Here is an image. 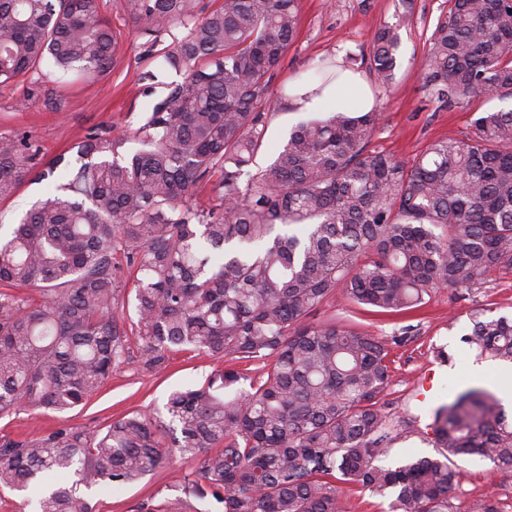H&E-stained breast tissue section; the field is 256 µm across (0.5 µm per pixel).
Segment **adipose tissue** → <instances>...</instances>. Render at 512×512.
Instances as JSON below:
<instances>
[{
	"instance_id": "obj_1",
	"label": "adipose tissue",
	"mask_w": 512,
	"mask_h": 512,
	"mask_svg": "<svg viewBox=\"0 0 512 512\" xmlns=\"http://www.w3.org/2000/svg\"><path fill=\"white\" fill-rule=\"evenodd\" d=\"M374 105L371 87L364 76L346 69L330 84L317 79H298L288 84V106L294 112H366Z\"/></svg>"
}]
</instances>
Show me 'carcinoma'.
Masks as SVG:
<instances>
[{
	"label": "carcinoma",
	"instance_id": "cac0c4a2",
	"mask_svg": "<svg viewBox=\"0 0 512 512\" xmlns=\"http://www.w3.org/2000/svg\"><path fill=\"white\" fill-rule=\"evenodd\" d=\"M156 64L154 100L125 137L92 129L77 159L36 171L25 135L0 138V200L62 165L66 182L0 241V413H63L128 360L115 315L112 260L135 273L138 363L161 368L176 348L230 363L264 359L241 387L228 366L173 391L166 418L136 412L88 435L60 425L0 438V486L36 491L35 512H93L86 492L133 482L164 458L197 462L158 512H341L338 485L394 496L393 512H450L478 455L512 471V421L472 386L429 411L437 457L380 464L411 424L386 410L399 340L356 332L317 312L340 292L386 314L443 290L469 291L512 272V106L475 112L463 140L430 143L412 165L369 149L382 113L327 112L298 124L274 160L263 147L271 82L298 23V0H126ZM425 57V82L448 106L512 99V0H449ZM117 40L98 0H0V85L44 66L60 84L95 79ZM400 36L381 26L369 52L347 56L383 85ZM209 187V205L193 203ZM39 292L34 302L19 293ZM463 343L512 362V317L475 312ZM172 436L162 445V435Z\"/></svg>",
	"mask_w": 512,
	"mask_h": 512
}]
</instances>
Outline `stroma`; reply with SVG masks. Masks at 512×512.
I'll use <instances>...</instances> for the list:
<instances>
[{"mask_svg": "<svg viewBox=\"0 0 512 512\" xmlns=\"http://www.w3.org/2000/svg\"><path fill=\"white\" fill-rule=\"evenodd\" d=\"M447 8L448 0H299L297 36L273 84L285 85L312 75L321 64L368 50L381 25H394L401 41L400 65L391 84L373 86L383 120L371 138L370 149L409 163L435 140L465 139L472 130L473 109L444 106L431 97L424 80L428 39ZM100 9L119 38L120 50L110 68L95 81L61 87L31 72L0 86V137L25 133L40 162L61 154L74 156L93 128L116 136L131 132L149 103L139 80L147 65L142 40L125 0H100ZM306 118V113L276 105L256 158L257 167L268 165L290 130ZM66 179V170L60 168L53 179L25 181L11 197L0 200V238L11 234L33 202ZM475 309L488 316L511 317L512 273L497 272L468 293L436 292L422 308L399 316L374 312L342 295L321 309V317L332 316L353 329L402 340L391 352L392 381L383 399L392 413L415 417L416 423L413 432L402 434L392 444L387 463L413 454L437 455L426 429L431 406L451 400L470 385L498 390L501 362L479 361L461 341L471 328L469 315ZM439 346L450 354V361L436 358ZM224 367L223 360L190 350L169 353L165 366L154 371L143 370L134 361L125 363L114 368L84 404L65 413L17 410L0 414V436L39 435L62 424L92 435L125 414L163 411L172 391L199 386ZM429 371L435 374L434 386L421 402L417 385ZM459 465L463 478L453 493L452 512H482L483 501L490 495L512 512V473L496 471L489 461L477 457L460 459ZM196 468L193 461L167 459L119 491H94L90 497L97 512H155L171 493L174 472L191 474Z\"/></svg>", "mask_w": 512, "mask_h": 512, "instance_id": "35a3bbf8", "label": "stroma"}]
</instances>
